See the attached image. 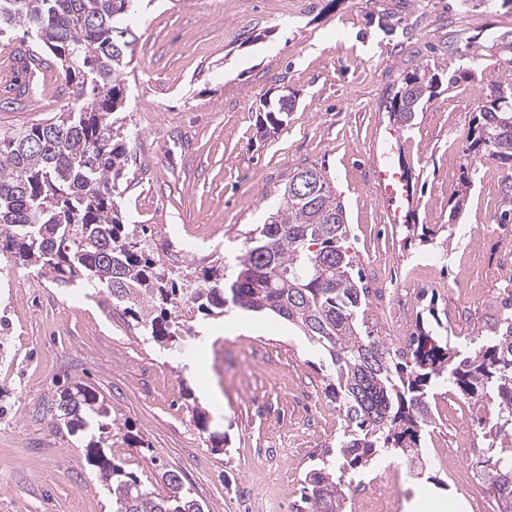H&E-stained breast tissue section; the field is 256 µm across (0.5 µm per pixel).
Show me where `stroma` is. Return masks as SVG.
Masks as SVG:
<instances>
[{"label":"stroma","mask_w":512,"mask_h":512,"mask_svg":"<svg viewBox=\"0 0 512 512\" xmlns=\"http://www.w3.org/2000/svg\"><path fill=\"white\" fill-rule=\"evenodd\" d=\"M134 58L124 76L132 164L123 220L158 237L164 228L199 238L190 266L235 265L245 234L282 201L299 169L316 168L344 205L345 246L370 288L366 322L394 345L409 334L448 333L470 345L487 335L505 297L500 260L512 250V167L466 154L482 92L512 80V65L468 43L512 31V0H137ZM472 77L448 84V47ZM21 32L0 41V129L49 119L73 100L56 69L15 98ZM435 78V93L410 126L389 112L404 75ZM290 95L287 125L260 136L261 103ZM395 131L393 158L409 182L404 222L374 193L376 150ZM468 203L450 219L457 193ZM495 225L470 238V228ZM433 234L431 244L420 234ZM199 353L179 359L129 330L103 295L63 288L0 254V512H112L83 444L56 431L49 409L73 383L91 386L119 424L144 440L114 447L142 480L181 474L205 512H296L312 469L337 466L345 422L324 393L327 354L287 321L227 309L199 319ZM466 405L437 394L421 440L423 473L379 457L345 486L387 512L439 496L448 512H493L487 490L464 478L488 440L458 427ZM206 412L199 429L194 408Z\"/></svg>","instance_id":"1"}]
</instances>
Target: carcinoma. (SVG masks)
Returning a JSON list of instances; mask_svg holds the SVG:
<instances>
[{
	"label": "carcinoma",
	"instance_id": "cac0c4a2",
	"mask_svg": "<svg viewBox=\"0 0 512 512\" xmlns=\"http://www.w3.org/2000/svg\"><path fill=\"white\" fill-rule=\"evenodd\" d=\"M126 0H0V31L24 29L53 57L74 99L42 123L0 131V240L17 267H36L57 285H89L121 308L139 335L174 351L197 336L193 313L222 317L235 308L274 313L326 350L332 363L325 394L344 413L340 469L366 470L383 454L413 468L421 438L434 422L430 392L448 384L467 401L495 407L482 420L491 454L477 462L496 512H512V314L475 349L424 330L400 350L361 334L369 288L353 274L343 242L345 207L321 171L310 172L322 193L304 199L288 179L283 200L248 232L231 270L223 262L203 270L167 268L150 246L126 231L120 199L128 150L124 130V74L135 39ZM506 97L483 96L468 133L467 150L512 166V141L499 140L491 123L512 116V81ZM435 82L406 74L390 104L408 122L434 94ZM291 105L263 109V124L283 125ZM369 382L383 409L367 413L358 396ZM55 428L84 436L85 458L99 472L112 512H204L174 470L144 483L109 455L117 444L139 440L119 426L104 401L85 385L59 393ZM307 512H341V482L325 468L306 479Z\"/></svg>",
	"mask_w": 512,
	"mask_h": 512
}]
</instances>
